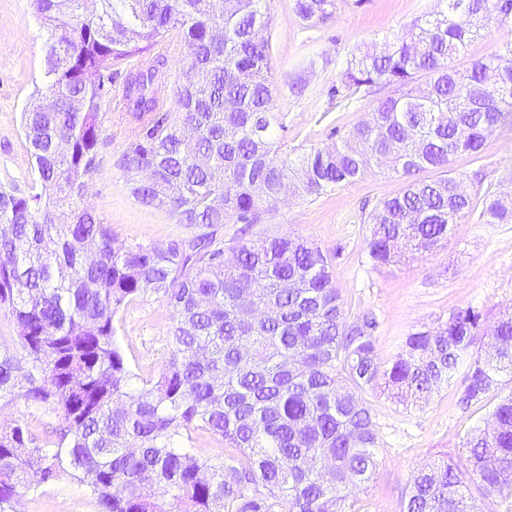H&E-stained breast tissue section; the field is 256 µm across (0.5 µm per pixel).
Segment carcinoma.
Here are the masks:
<instances>
[{"label": "carcinoma", "mask_w": 512, "mask_h": 512, "mask_svg": "<svg viewBox=\"0 0 512 512\" xmlns=\"http://www.w3.org/2000/svg\"><path fill=\"white\" fill-rule=\"evenodd\" d=\"M443 8L387 51L348 62L342 84L383 82L394 94L373 118L327 148L288 151L272 104L269 20L260 0H33L45 31L47 67L22 128L33 160L31 191L0 187V310L21 351H0V401L21 398L56 425L37 443L23 421L0 427V512L36 486L84 484L102 512H362L357 496L377 465L367 388L384 386L425 404L464 372L469 407L512 374V313L490 337L494 356L471 355L480 312L452 313L435 330L407 336L405 354L385 367L377 320L350 319L330 259L288 231L235 238L234 262L219 272L226 224H260L281 188L320 197L389 160L400 191L369 216L367 260L401 258L397 245L431 254L451 226L474 215L512 224V209L481 203L444 174L457 154L478 156L485 140L512 128V91L485 83L498 71L512 86V41L465 70L451 66L489 26L512 19V0H442ZM336 0H296L307 23L326 22ZM184 45L193 80L172 87L168 56L125 69V119L138 130L115 161L134 199L164 205L195 228L164 249L117 246L108 225L78 203L101 164L100 101L124 61L161 42ZM173 91L177 117L165 112ZM150 169L154 179L142 181ZM170 310V351L156 376L128 364L114 323L140 297ZM271 307L269 319L256 314ZM224 443L204 459L193 434ZM463 460L416 470L402 512H481L478 501L512 495V395L463 441Z\"/></svg>", "instance_id": "carcinoma-1"}]
</instances>
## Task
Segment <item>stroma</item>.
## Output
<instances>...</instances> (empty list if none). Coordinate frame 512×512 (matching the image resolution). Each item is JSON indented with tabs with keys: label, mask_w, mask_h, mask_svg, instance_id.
Masks as SVG:
<instances>
[{
	"label": "stroma",
	"mask_w": 512,
	"mask_h": 512,
	"mask_svg": "<svg viewBox=\"0 0 512 512\" xmlns=\"http://www.w3.org/2000/svg\"><path fill=\"white\" fill-rule=\"evenodd\" d=\"M269 19L275 111L285 113L280 138L305 152L347 137L371 117L390 86L355 93L341 85V74L360 49H385L405 36L414 22L436 11L438 0H338L333 18L311 25L296 13V0H261ZM44 38L32 0H0V185L29 191L32 163L21 124L23 109L34 99L45 68ZM124 78L116 76L102 100L100 152L105 161L86 183L83 203L112 229L117 244L163 248L177 236L191 235L162 208L140 205L131 196L114 160L131 138L119 118ZM448 168L466 189L483 184L512 203V131L486 139L479 158L459 154ZM401 182L388 170L366 175L353 185L314 198L288 194L270 223L314 240L332 258L333 281L348 315L376 313V353L391 365L412 332L437 326L468 306L491 327L500 312L512 309V224H479L467 217L429 255H411L400 263L374 268L367 260L369 216L396 194ZM170 311L151 297L133 301L122 312L115 340L137 372L158 373L168 358ZM461 379L441 387L420 407L391 398L382 389L366 390L378 439L377 467L366 492L365 512H401L412 473L433 461H459L463 439L493 408L483 401L462 409ZM101 512L96 497L67 478L40 485L15 505L16 512Z\"/></svg>",
	"instance_id": "stroma-1"
}]
</instances>
